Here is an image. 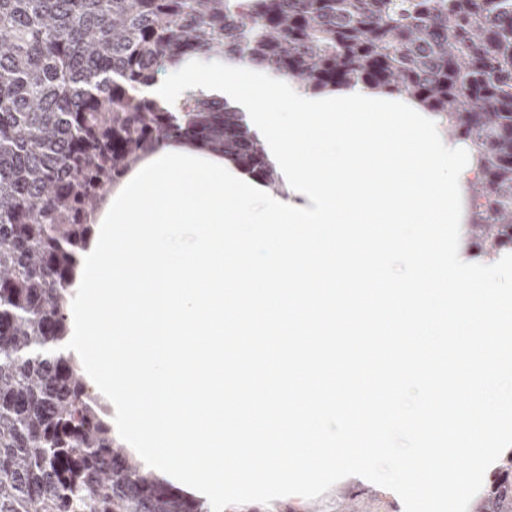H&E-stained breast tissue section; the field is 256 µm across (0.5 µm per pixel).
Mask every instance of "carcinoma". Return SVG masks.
<instances>
[{
    "label": "carcinoma",
    "mask_w": 512,
    "mask_h": 512,
    "mask_svg": "<svg viewBox=\"0 0 512 512\" xmlns=\"http://www.w3.org/2000/svg\"><path fill=\"white\" fill-rule=\"evenodd\" d=\"M203 53L309 90L417 99L476 154L469 248L512 246V0H0V512H200L112 435L63 346L87 218L139 152L190 136L270 177L225 103L136 94ZM512 459L489 512H509Z\"/></svg>",
    "instance_id": "1"
}]
</instances>
